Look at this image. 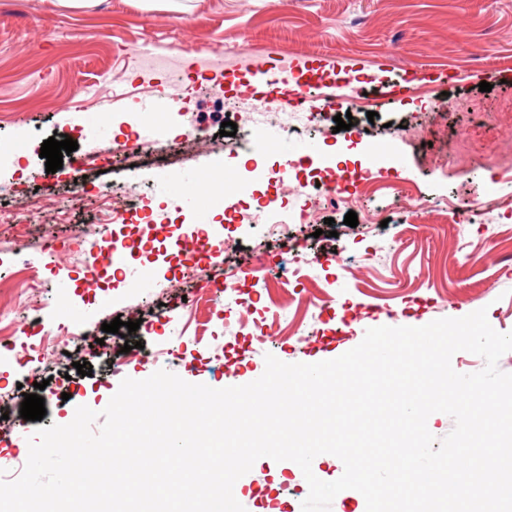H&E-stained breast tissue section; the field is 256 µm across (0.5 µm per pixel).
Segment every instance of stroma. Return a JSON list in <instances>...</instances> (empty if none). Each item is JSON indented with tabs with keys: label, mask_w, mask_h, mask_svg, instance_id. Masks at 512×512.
Masks as SVG:
<instances>
[{
	"label": "stroma",
	"mask_w": 512,
	"mask_h": 512,
	"mask_svg": "<svg viewBox=\"0 0 512 512\" xmlns=\"http://www.w3.org/2000/svg\"><path fill=\"white\" fill-rule=\"evenodd\" d=\"M246 43L254 67L229 58L206 80L176 85L165 69H138L134 52L179 65L222 41ZM327 62L351 66V80L364 87L406 78L415 91L372 103L375 118L356 111L353 129L335 131L333 112L307 122L280 98V122L293 135L286 149L248 150L239 137L220 135L222 122L248 107L231 91L233 78L255 68L298 70ZM134 69L132 83L112 87V68ZM512 69V0H179L177 7L155 0H97L87 9H69L58 0H0V143L20 144L21 161H0V203L28 224L26 237H0V284L22 264L39 270L47 299L46 324L81 317L103 338L102 324L139 321L128 337L112 335L111 358L93 344L62 337L69 361L41 359L33 326L19 324L10 348L0 351V460L28 458L27 438L35 427L68 424L76 407L102 411L122 379H145L164 369L187 382L213 388L243 385L259 378L265 354L286 363H316L357 346L367 329L423 326L486 309L490 325L512 332V80L498 71ZM490 83L491 91L479 89ZM162 96L170 104L166 138L200 129L204 146L185 143L172 173L185 176L217 164L238 169L269 168L294 162L304 176L317 155H351L369 162L371 147L387 142L392 153L380 174L387 196L416 189L417 214L410 223L391 215L387 225L370 223L375 199L321 203L311 222L296 224L288 239L259 236L246 224H223L219 211L186 210L185 193L175 192L169 175L147 154L152 139H141L139 167L127 166V143L120 117L129 98ZM370 110V111H371ZM97 122L106 132L90 139ZM65 134L78 148L64 156L62 169L46 170L44 140ZM85 171L81 200H74L78 171ZM106 185L144 199L148 215L180 235L182 221L212 225L229 236L231 247H217L202 263L198 279L173 285L178 257L158 240L146 257L128 259L98 307L81 282L88 247L84 225L98 222L96 196ZM476 201L481 209L471 224L446 220L449 201ZM356 212L357 226L345 225ZM332 219L333 232L322 231ZM286 258L305 272V303L288 305L273 264ZM151 268L150 280L140 272ZM248 270L243 294H217L227 271ZM200 292L197 306L176 308V291ZM266 319L277 334L266 344L225 332V325ZM140 343L137 354L124 353ZM91 375L78 374L79 362ZM44 390H35L37 382ZM40 393L46 414L23 422L24 395Z\"/></svg>",
	"instance_id": "1"
}]
</instances>
